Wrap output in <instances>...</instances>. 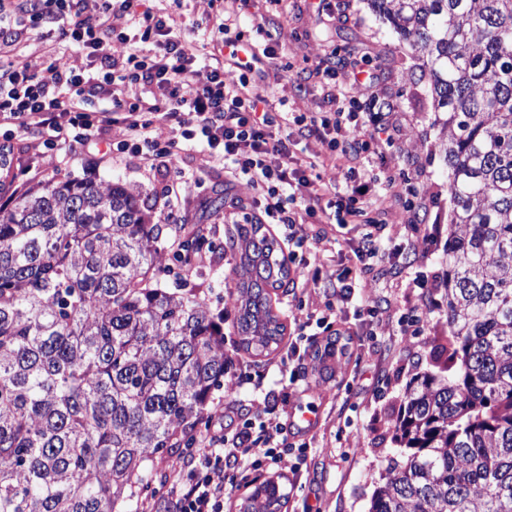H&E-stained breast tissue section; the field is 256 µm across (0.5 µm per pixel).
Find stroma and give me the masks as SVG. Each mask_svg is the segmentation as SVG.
<instances>
[{
  "label": "stroma",
  "instance_id": "35a3bbf8",
  "mask_svg": "<svg viewBox=\"0 0 512 512\" xmlns=\"http://www.w3.org/2000/svg\"><path fill=\"white\" fill-rule=\"evenodd\" d=\"M284 15L271 24L279 51L295 69L315 64L332 56L337 72H344L354 62L370 59L380 62L383 75L369 87L356 86L351 91L363 106L391 104L384 119L395 129L394 140L384 147L386 162L392 172H407L417 179L422 197L417 214L404 215L401 203L388 198L385 203L388 226L384 232L385 257L374 263L364 287L369 305L382 306L378 336L371 347L359 346L357 333L362 324L353 316L337 315L332 328L349 342L345 355L337 356L335 375L319 378L312 372L311 359H304L303 382L288 392V412L312 407L317 420L304 429L300 420L290 421L288 430L296 438L310 441L312 451L299 473H291L289 463L260 472V479H272L285 485L288 504L283 512H302L310 505L317 512H367L371 496L379 485L388 458L396 453L391 441L396 411L410 381L433 370V352L441 336L447 335V297L443 282L447 267L442 251L448 239L452 202L448 195V171L439 151V130L434 127L430 81L420 70L409 45L400 43L389 23L373 12L366 0H350V16L341 19L336 0H324L321 10H313L307 0H285ZM253 90L282 103L284 110L317 112L324 106L325 90L317 77L303 86L294 80L254 81ZM46 130L25 135L0 129V145L13 146L32 166L38 178L56 173L72 174L92 181H121L140 193V201L149 209L155 223H164L168 210H177L186 224L200 227L207 248L192 254L190 263L174 257L175 247H165L162 264L168 269L162 283L177 292L192 288L202 290L215 316L235 314V283L242 276L235 251L227 245L225 228L240 222L238 209L227 207L214 214L211 202L216 194L250 202L254 190L246 181L224 186V169L214 163L203 165L201 159L189 166L200 169V182L189 188L170 190V177L163 160L146 166L128 153H102L96 147H80L64 155L44 146ZM316 235L302 249V256L323 264L326 280L308 283L306 271L290 263L288 285L271 291V303L285 326V339L295 334L294 319L300 311L321 312L334 299L328 279L336 275L339 262L348 261L351 251L334 225L318 224ZM409 269L422 278L431 292L432 304L424 320L423 333L404 336L398 319L419 304L420 290L408 286L396 276L397 269ZM281 349L255 356L236 350V367L225 374L214 390L210 409H223L225 402H238L240 408L252 409L250 380L264 374V387L280 390L276 363ZM363 384L351 387L353 377ZM379 382V397H372L369 385Z\"/></svg>",
  "mask_w": 512,
  "mask_h": 512
}]
</instances>
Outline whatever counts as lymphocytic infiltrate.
I'll return each instance as SVG.
<instances>
[{
  "mask_svg": "<svg viewBox=\"0 0 512 512\" xmlns=\"http://www.w3.org/2000/svg\"><path fill=\"white\" fill-rule=\"evenodd\" d=\"M10 2L0 0V51L22 40L26 22H48L42 39L50 47L23 65L0 64V126L20 133L49 130V147L58 151L98 144L102 129L118 126L124 131L122 149L151 161L178 159L174 171L184 185L194 182L195 172L181 166V159L207 153L209 160L223 164L226 184L242 177L252 183L256 197L249 220L282 225L289 241L325 220L342 229L358 226L353 257L336 271L337 310L362 321L361 345L376 339L380 311L366 304L363 291L373 261L384 254L385 221L379 203L364 191L373 186L389 193L396 186L379 150L393 138L394 128L363 112L348 89L373 84L378 67L340 75L335 67L317 62L313 71L328 90V110L276 116L267 97L252 93L251 81L265 79L271 70L290 72L293 66L280 62L263 26L250 36L240 32L250 0H224V44L204 66L197 63L194 41L178 35L176 20L138 10L139 0H122L119 28L107 13L108 0H25L28 9L22 16L10 10ZM151 40L156 50H145ZM59 42L78 46L83 59L58 52ZM228 62L240 71L238 80L229 83L224 80ZM44 70L50 79L41 78ZM101 98L108 99L107 107H95ZM157 121L174 123L173 141L163 144L152 137ZM345 124L354 131L352 139L338 137ZM307 139L321 141L330 154L349 160L342 187L327 185L316 161L293 152L295 141ZM330 327L323 316L300 318L296 337L279 361L282 391H267L263 379H256L253 394L262 405L252 416L234 430L208 428L194 437L181 464L162 475L167 512H224L237 474L274 467L288 458L298 463L306 459L309 444L289 441L283 421L287 390L301 380L304 342Z\"/></svg>",
  "mask_w": 512,
  "mask_h": 512,
  "instance_id": "lymphocytic-infiltrate-1",
  "label": "lymphocytic infiltrate"
}]
</instances>
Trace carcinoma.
Here are the masks:
<instances>
[{"label":"carcinoma","instance_id":"carcinoma-1","mask_svg":"<svg viewBox=\"0 0 512 512\" xmlns=\"http://www.w3.org/2000/svg\"><path fill=\"white\" fill-rule=\"evenodd\" d=\"M431 81L453 208L439 373L401 400L368 512H512V0H370ZM120 181L55 174L0 208V512H119L145 463L181 445L224 378V331L197 290L161 284L172 232ZM240 346L284 325L288 279L261 224L228 230ZM338 338L316 352L332 372ZM274 480L241 512H282Z\"/></svg>","mask_w":512,"mask_h":512}]
</instances>
